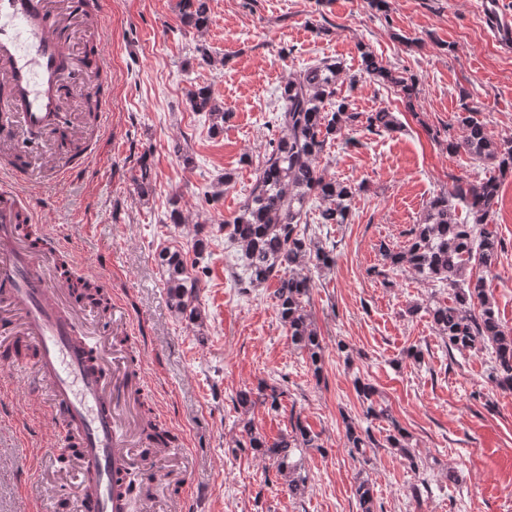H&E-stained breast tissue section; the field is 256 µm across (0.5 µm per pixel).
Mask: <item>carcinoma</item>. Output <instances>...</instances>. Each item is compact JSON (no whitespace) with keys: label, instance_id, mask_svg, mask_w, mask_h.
I'll use <instances>...</instances> for the list:
<instances>
[{"label":"carcinoma","instance_id":"cac0c4a2","mask_svg":"<svg viewBox=\"0 0 512 512\" xmlns=\"http://www.w3.org/2000/svg\"><path fill=\"white\" fill-rule=\"evenodd\" d=\"M181 22L198 32L211 24V0H178ZM346 71L338 59H322L288 75L278 88L275 121L280 135L269 140L255 181L235 216L216 221L198 215L194 229V258L176 246H166L158 254L164 271L165 285L176 315L190 324L201 326L206 313L199 301L200 264L209 244L205 227L218 224L224 241L236 250L237 266L229 275L240 288H255L270 281L277 283L276 309L288 331L292 346L306 355L309 369L316 380L323 371L322 339L307 306L314 288L310 267L329 268L335 264L336 245L326 247L312 238L309 215L316 224H347L352 216V202L361 185L326 178L320 168L322 158L331 145L341 139L349 143L346 131L358 122L360 115L352 111L347 98L338 93V85ZM361 71L383 85L400 88L408 98L416 95L412 78L396 72L370 51L361 52ZM190 108L208 116L211 128L224 130L231 112L224 108L209 85H194L187 92ZM462 129L460 139L448 140V150L464 152L469 159L493 165L497 174L478 184H457L451 193L441 192L426 203L421 223L409 230L401 250L382 247L384 265L391 269L406 267L424 282H437L453 290L451 301L434 302L427 307L435 329L448 349L479 351L491 348L495 354L491 365V381L495 387L512 391V329L505 328L484 288L483 278L473 276L478 266L486 272L499 263L504 244L490 229V217L498 198L500 177L512 174V141L492 139L484 124L467 112L458 116ZM368 131L392 133L400 128L397 116L380 109L366 115ZM151 165L142 155L131 179L144 199L152 192ZM463 202L468 219L462 220L453 200ZM80 295L99 308L106 302L100 288L90 280H81ZM354 389L366 404L365 417L384 415L376 409L373 386L364 379H354ZM285 390L261 383L255 389L241 390L236 403L241 411L240 438L234 448L252 449L269 461L275 476L285 481L288 494L300 498L305 494L307 476L302 474V454L319 448V435L300 417H290L291 431L273 441L266 440L251 417L261 405L270 414H279ZM346 446L358 462H368L367 449L378 448L370 428L362 429L352 422L345 426ZM391 448L399 449L415 466L406 446V436L398 426L386 437ZM360 512H376L373 487L367 480L355 487Z\"/></svg>","mask_w":512,"mask_h":512}]
</instances>
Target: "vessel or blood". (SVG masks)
I'll return each mask as SVG.
<instances>
[{
	"instance_id": "obj_1",
	"label": "vessel or blood",
	"mask_w": 512,
	"mask_h": 512,
	"mask_svg": "<svg viewBox=\"0 0 512 512\" xmlns=\"http://www.w3.org/2000/svg\"><path fill=\"white\" fill-rule=\"evenodd\" d=\"M71 38L58 0H0V335L39 348L35 389L44 395L65 449L76 455L77 512H127L124 478L150 465L123 420L134 407L131 387L142 382L113 333L130 335L126 305L110 298L112 320L94 332L87 302L62 275L72 248L51 232L33 242L24 225L39 221L40 205L27 192L28 147L52 129L65 101L97 95L100 117L112 110V92L63 69ZM69 143L57 140L47 167L62 181L75 166Z\"/></svg>"
}]
</instances>
